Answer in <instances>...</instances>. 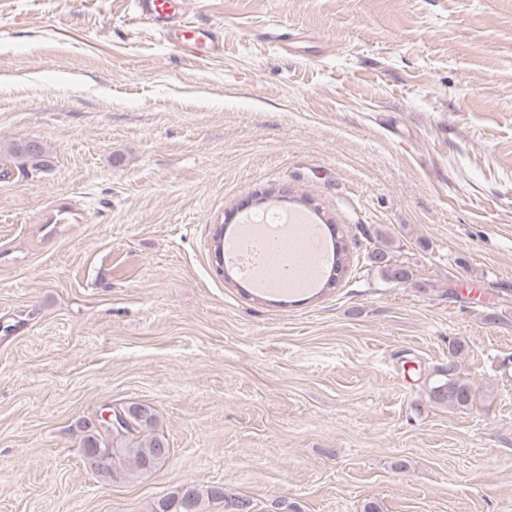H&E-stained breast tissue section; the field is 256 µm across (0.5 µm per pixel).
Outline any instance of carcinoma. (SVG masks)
<instances>
[{"mask_svg": "<svg viewBox=\"0 0 512 512\" xmlns=\"http://www.w3.org/2000/svg\"><path fill=\"white\" fill-rule=\"evenodd\" d=\"M24 142H12L0 145V161L13 158L22 161V165L31 169L48 167V151L39 145V153L29 156L23 151ZM370 238L376 240L372 250L366 254L370 264L392 284H408L413 280V272L405 263L393 261L392 241L383 237L375 229ZM352 260L348 238L336 231L334 275L323 284V288H332L345 276ZM466 341L453 340L448 346V363L434 371L428 382L427 395L436 407L453 410H467L477 400V391L462 374L461 356L467 351ZM130 424L116 428L102 423V429H96L92 421L84 419L79 427L82 432L81 448L84 464L92 471L110 477L138 476L162 467L170 457L171 448L164 434L158 429V416L155 409L139 402L128 403L120 407ZM246 501V498L229 495L217 486L202 487L191 483L182 484L174 490L160 496L151 506V512H206L212 503L224 504V512H235L233 505Z\"/></svg>", "mask_w": 512, "mask_h": 512, "instance_id": "1", "label": "carcinoma"}]
</instances>
